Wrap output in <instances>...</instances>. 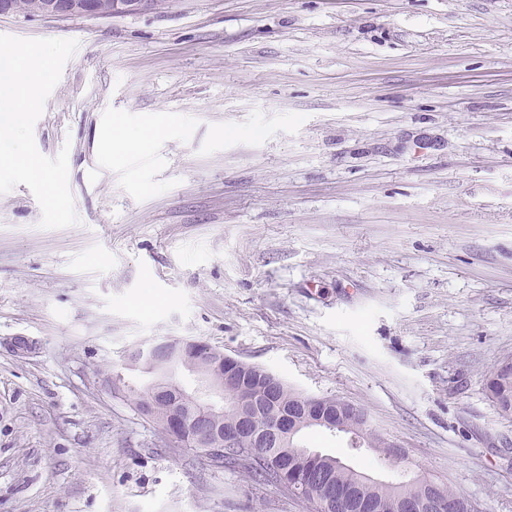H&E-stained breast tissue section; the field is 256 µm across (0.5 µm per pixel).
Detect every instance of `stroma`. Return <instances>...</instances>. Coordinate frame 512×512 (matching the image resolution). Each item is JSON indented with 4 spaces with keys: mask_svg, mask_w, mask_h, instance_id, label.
Returning <instances> with one entry per match:
<instances>
[{
    "mask_svg": "<svg viewBox=\"0 0 512 512\" xmlns=\"http://www.w3.org/2000/svg\"><path fill=\"white\" fill-rule=\"evenodd\" d=\"M0 34L79 42L34 126L78 224L0 194V512H311L109 387L150 383L124 353L165 337L360 406L401 458L303 445L512 512L485 391L512 355V0H168Z\"/></svg>",
    "mask_w": 512,
    "mask_h": 512,
    "instance_id": "stroma-1",
    "label": "stroma"
}]
</instances>
